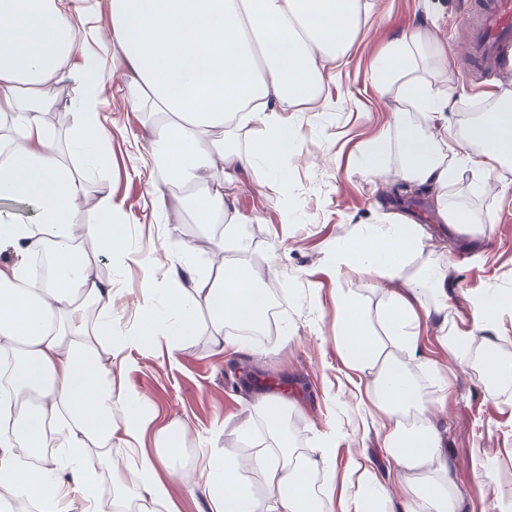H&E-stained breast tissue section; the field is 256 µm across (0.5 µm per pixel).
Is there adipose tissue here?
Listing matches in <instances>:
<instances>
[{"label": "adipose tissue", "mask_w": 512, "mask_h": 512, "mask_svg": "<svg viewBox=\"0 0 512 512\" xmlns=\"http://www.w3.org/2000/svg\"><path fill=\"white\" fill-rule=\"evenodd\" d=\"M112 64L85 77L87 90L78 109L72 146L88 168L105 162L108 137L99 121L104 102L100 85L119 81L133 108L143 103L168 117L165 134L153 139L150 156L166 182L191 193L198 207L227 226L241 223L233 202L208 182L215 158L228 172L265 165L278 169L298 156V134L286 115L320 98L332 70L350 51L360 26L373 10L372 0H111ZM87 21L72 0H0V200H25L36 210L31 223L0 224V355L12 357L8 378L0 382V512L14 501L36 497L39 512H71L82 499L84 512H99L95 489L98 465L108 460L113 439L132 453L143 449L153 422L145 398L114 384L115 366L125 365L129 336L112 333V285L80 258L84 240L102 252L120 255L124 240L113 230L120 210L109 190H101L96 217L85 219L76 200L85 176L64 158L44 121L58 101L56 86L71 76V60ZM440 64L448 51L433 31L417 27L385 42L369 71L379 98L433 114L440 125L431 138L402 129V152L418 166L401 168L398 177L422 186L440 223L462 229L468 212L448 205V186L457 166L435 149L453 135L442 121L447 96L433 93L420 71L428 50ZM259 125L260 135L246 151L210 139L211 129ZM475 148L480 178L475 192L487 189L488 175L512 163V114L497 112L477 121L464 138ZM429 246V236L412 216L387 214L336 251L337 264L356 274L395 282L388 304L370 317L349 291L336 292V350L347 375L364 383L360 401L383 435V450L395 472L397 488L386 487L368 457L355 460L342 512H464L456 488L458 467L449 458L443 432L432 409L448 399V380L421 337L433 324L438 347L461 365L479 370L485 384L512 388V361L499 356L494 334L498 314L512 307V295L482 297L471 323L456 320L448 266L426 264L416 275L408 267ZM51 252L56 279L37 291L25 289L28 256ZM190 264L188 253L177 257ZM212 316L210 342L215 353L226 348L253 357L261 342L228 335L243 323L263 325L267 296L236 272L208 281L189 271L169 294L176 321L168 355L196 334L195 313ZM432 388L424 390L420 380ZM125 415L114 419V407ZM172 426L157 430L154 457L110 462L109 481L124 512L125 494L171 512L168 486L181 480L210 501V512H316L310 494L313 475L325 474V497H332L336 476L333 450L323 444L306 454L277 447L259 449L248 460L263 480L264 493L248 491L232 452L212 458L188 473L168 461ZM61 448L62 474L21 464L20 447L49 442Z\"/></svg>", "instance_id": "adipose-tissue-1"}]
</instances>
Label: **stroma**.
I'll use <instances>...</instances> for the list:
<instances>
[{"instance_id": "obj_1", "label": "stroma", "mask_w": 512, "mask_h": 512, "mask_svg": "<svg viewBox=\"0 0 512 512\" xmlns=\"http://www.w3.org/2000/svg\"><path fill=\"white\" fill-rule=\"evenodd\" d=\"M471 0H374V9L361 28L345 62L327 80L319 102L292 112L288 120L299 133L300 157L283 161L288 179L279 190L258 188L267 177L258 168L238 181L224 177V162L216 160L209 178L233 199L243 224L226 231L221 224L201 223L194 210L179 202L181 189L148 178L149 148L159 128L154 117L132 110L124 94L111 83L98 89L104 106L99 120L110 133L105 146L107 163L91 177L78 208L94 213L101 188L120 202L115 227L128 250L111 258L96 242L85 252L97 275L111 281L116 294L112 333L138 337L127 351L124 369L114 383L138 392L153 413L154 427L181 421L170 453L185 469L199 468L210 448L231 449L245 459L258 449L292 446L300 451L330 440L337 477H344L353 459L368 456L387 474L376 426L364 418L355 398V382L347 377L336 351V291L351 289L370 316H377L388 300L387 285L337 269L338 245L381 223L392 209L396 174L403 162L398 147L400 126L429 135L425 113L394 114L376 96L368 82L370 66L388 39L414 27L436 24V37L449 48L447 70L428 63L426 76L434 91H451L448 126L464 136L463 118L494 105L498 83L507 81L504 67L486 69L460 52L467 29L464 21ZM63 119L54 131L59 147L75 166L81 158L71 149L78 80L59 84ZM387 137L386 170L371 181L359 166L363 151L378 135ZM477 172L463 165L448 187V202L468 209L469 231L459 232L438 223L422 196L408 206L419 223L435 236L428 260L455 267L456 288L463 299L459 314L470 319V305L493 290L512 292V165L492 176L495 190L478 194L472 189ZM164 190L167 211L154 208L152 198ZM224 251L216 253L215 238ZM188 249L199 275L215 277L225 269L251 273L263 288H274L277 310L274 334L264 342L265 355L254 361L246 353L212 355L211 319L206 310L195 314L198 334L169 362L165 339L142 338L145 304L153 302L166 313L173 286L172 260ZM430 352L448 371L452 392L439 420L446 430L448 450L459 463L456 484L466 512H512V499L503 497L512 487V399L488 393L476 370L459 366L451 355L439 352L433 328L423 331ZM288 395L300 408L285 412L294 420V433L270 431L253 408L252 388ZM250 433H243V425ZM481 449L491 461L488 469L472 465V452Z\"/></svg>"}]
</instances>
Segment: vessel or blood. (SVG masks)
Listing matches in <instances>:
<instances>
[{"instance_id":"b4317fda","label":"vessel or blood","mask_w":512,"mask_h":512,"mask_svg":"<svg viewBox=\"0 0 512 512\" xmlns=\"http://www.w3.org/2000/svg\"><path fill=\"white\" fill-rule=\"evenodd\" d=\"M467 25L472 37L463 45L464 54L477 61L495 54L502 44L512 41V0H482Z\"/></svg>"}]
</instances>
